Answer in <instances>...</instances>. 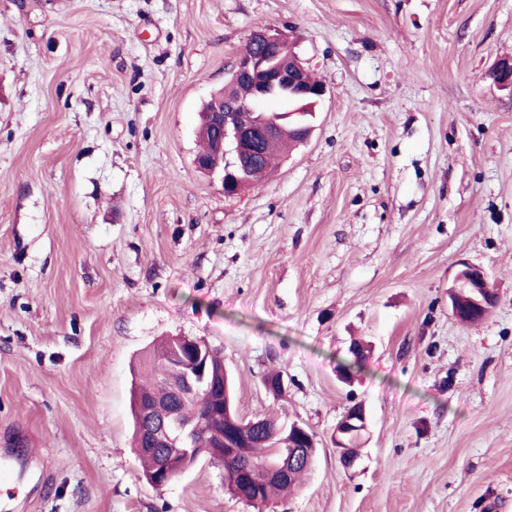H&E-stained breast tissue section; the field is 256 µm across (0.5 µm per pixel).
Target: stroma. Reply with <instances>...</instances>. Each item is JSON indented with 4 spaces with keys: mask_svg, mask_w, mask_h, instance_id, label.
Instances as JSON below:
<instances>
[{
    "mask_svg": "<svg viewBox=\"0 0 512 512\" xmlns=\"http://www.w3.org/2000/svg\"><path fill=\"white\" fill-rule=\"evenodd\" d=\"M266 28L327 92L228 196L194 166L199 111ZM505 57L512 0H0V448L48 475L11 485L17 512H253L205 456L142 476L133 369L166 336L220 353L242 417L315 434L266 512H512V92L484 78ZM466 263L497 295L470 325ZM449 294L450 311L452 316L459 322H469L470 320L464 319L465 313L477 312L486 300H495L493 291L489 288L485 273L478 267L472 265H465L464 268L457 274L455 284L451 287ZM466 290L477 294L481 300L471 298V306H461L456 300L458 295ZM368 428V419L365 412V409L362 404L355 405L352 409V412L347 413L341 421H339L336 425L334 434H333V444L336 447V450L339 452L340 460L344 466H351L355 457L352 448L355 447L356 444H353L349 448L347 444V440L350 437H354L357 435H361Z\"/></svg>",
    "mask_w": 512,
    "mask_h": 512,
    "instance_id": "35a3bbf8",
    "label": "stroma"
}]
</instances>
